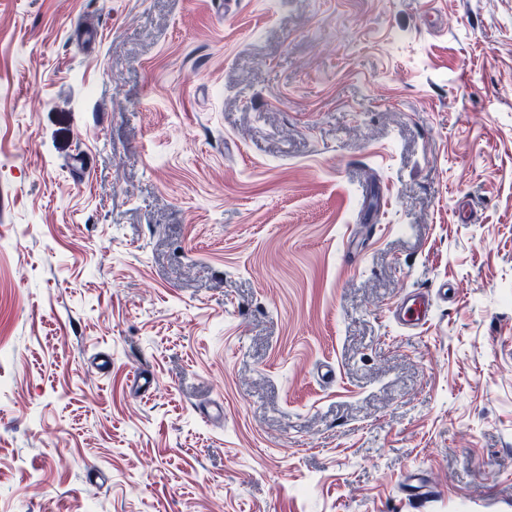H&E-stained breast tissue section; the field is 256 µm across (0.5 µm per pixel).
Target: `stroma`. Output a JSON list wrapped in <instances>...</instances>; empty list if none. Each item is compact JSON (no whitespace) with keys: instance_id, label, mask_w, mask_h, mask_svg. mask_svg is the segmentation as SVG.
Segmentation results:
<instances>
[{"instance_id":"stroma-1","label":"stroma","mask_w":512,"mask_h":512,"mask_svg":"<svg viewBox=\"0 0 512 512\" xmlns=\"http://www.w3.org/2000/svg\"><path fill=\"white\" fill-rule=\"evenodd\" d=\"M414 478L512 512V0H0V512ZM403 305L404 303L396 309L394 316L403 324L418 326L426 320L432 306V295L419 293L411 306Z\"/></svg>"}]
</instances>
